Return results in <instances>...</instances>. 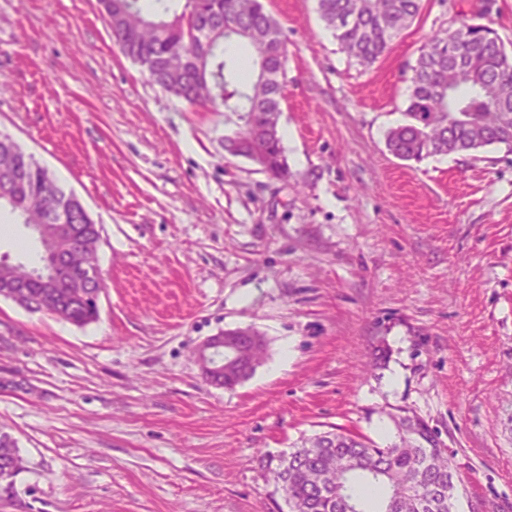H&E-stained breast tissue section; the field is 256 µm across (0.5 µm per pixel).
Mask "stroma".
<instances>
[{"label": "stroma", "mask_w": 512, "mask_h": 512, "mask_svg": "<svg viewBox=\"0 0 512 512\" xmlns=\"http://www.w3.org/2000/svg\"><path fill=\"white\" fill-rule=\"evenodd\" d=\"M288 48V174L224 152L223 112L150 84L98 0H0V135L81 200L107 288L78 326L0 298V512H288L278 458L333 429L394 442L410 409L447 448L454 512H512V153L404 161L420 47L460 20L512 51V0H423L365 67L316 0H263ZM0 210V258L38 264ZM251 326L261 364L208 383L198 345ZM24 469L23 458L16 442L6 432H0V494L6 498L16 496L14 478Z\"/></svg>", "instance_id": "stroma-1"}]
</instances>
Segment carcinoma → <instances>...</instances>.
<instances>
[{
	"mask_svg": "<svg viewBox=\"0 0 512 512\" xmlns=\"http://www.w3.org/2000/svg\"><path fill=\"white\" fill-rule=\"evenodd\" d=\"M121 53L154 75L156 85L195 107L224 108V140L248 133L265 171L288 174L280 126V78L287 48L278 21L261 0H101ZM422 0H318V10L341 49L361 64H374L419 16ZM244 45L254 76L244 78L226 59V46ZM505 48L496 34L474 28L448 47L434 35L421 48L408 87L406 121L391 128L386 146L396 157L426 158L503 145L512 153V77L500 67ZM25 224H40L50 251L56 223L69 225L93 249L100 227L84 205L33 155L0 137V207ZM31 273L0 260V284ZM59 288L30 289L35 313L46 308L86 325L98 318L93 288H77L83 273L63 272ZM399 441L380 447L351 432H325L301 441L272 470L291 512H451L448 488L455 474L448 449L420 420L393 416ZM24 470L16 442L0 432V494L16 496Z\"/></svg>",
	"mask_w": 512,
	"mask_h": 512,
	"instance_id": "cac0c4a2",
	"label": "carcinoma"
}]
</instances>
